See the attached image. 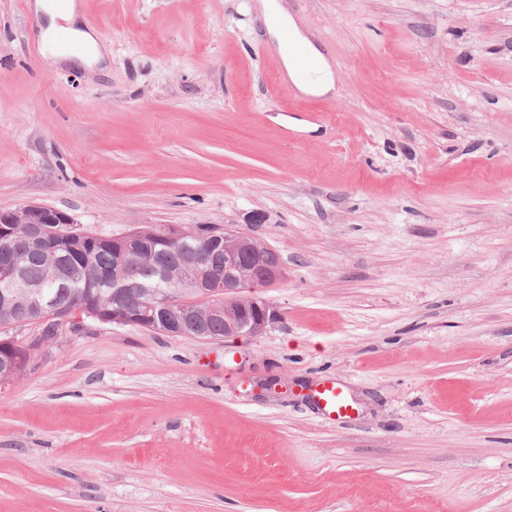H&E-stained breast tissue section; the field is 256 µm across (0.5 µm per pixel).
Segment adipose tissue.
<instances>
[{
  "instance_id": "ef3b65f1",
  "label": "adipose tissue",
  "mask_w": 512,
  "mask_h": 512,
  "mask_svg": "<svg viewBox=\"0 0 512 512\" xmlns=\"http://www.w3.org/2000/svg\"><path fill=\"white\" fill-rule=\"evenodd\" d=\"M36 10L49 15L50 25L46 29V36L52 37L59 32H66L69 36L79 42L93 45V61H100L104 54L101 48L95 47V38L92 33L82 30L80 14L76 5H69L66 11H58L48 0H37ZM256 8L265 21L267 33L274 42V47L281 57L286 73H293L292 45H300L305 48L309 55L316 57L317 67L313 76L305 81H296V88L305 94L323 96L335 89L334 74L325 61L320 58L317 47L296 28L293 20L286 14L277 0H256Z\"/></svg>"
}]
</instances>
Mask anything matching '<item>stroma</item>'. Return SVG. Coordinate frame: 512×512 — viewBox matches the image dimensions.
I'll use <instances>...</instances> for the list:
<instances>
[{
    "label": "stroma",
    "mask_w": 512,
    "mask_h": 512,
    "mask_svg": "<svg viewBox=\"0 0 512 512\" xmlns=\"http://www.w3.org/2000/svg\"><path fill=\"white\" fill-rule=\"evenodd\" d=\"M77 2L104 62L0 0V213L256 238L279 318L63 324L0 384V512H512V0H282L336 72L294 106L254 0ZM314 394L319 404L331 420H342L348 416L349 406L342 395V391L336 386V382L325 380L314 389Z\"/></svg>",
    "instance_id": "obj_1"
}]
</instances>
